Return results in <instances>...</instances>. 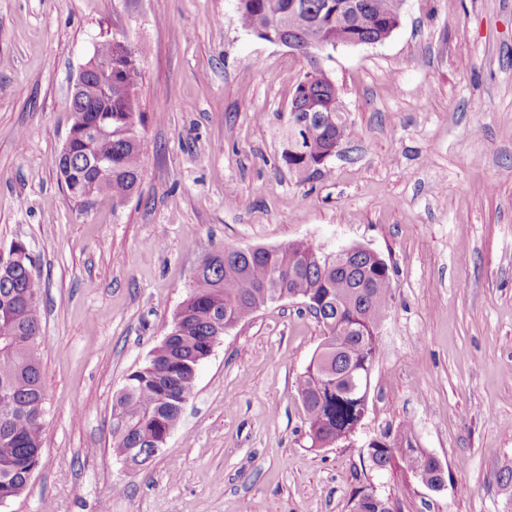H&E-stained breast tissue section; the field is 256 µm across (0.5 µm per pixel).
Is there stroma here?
<instances>
[{"label":"stroma","mask_w":512,"mask_h":512,"mask_svg":"<svg viewBox=\"0 0 512 512\" xmlns=\"http://www.w3.org/2000/svg\"><path fill=\"white\" fill-rule=\"evenodd\" d=\"M143 49V168L121 206L71 198L50 159L95 44ZM322 67L353 129L300 184L282 113L306 72L237 0H0V258L36 257L49 427L9 512H512V0H404L375 45ZM307 241L392 271L367 409L314 448L297 381L323 340L301 301L262 307L200 366L161 454L112 455V401L169 331L204 255ZM410 426L434 491L368 443ZM354 500L355 512H393V505L388 499L380 498L371 492L361 491Z\"/></svg>","instance_id":"obj_1"}]
</instances>
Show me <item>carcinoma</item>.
<instances>
[{
    "instance_id": "cac0c4a2",
    "label": "carcinoma",
    "mask_w": 512,
    "mask_h": 512,
    "mask_svg": "<svg viewBox=\"0 0 512 512\" xmlns=\"http://www.w3.org/2000/svg\"><path fill=\"white\" fill-rule=\"evenodd\" d=\"M237 0L240 25L261 39L291 37L306 60L309 88L298 84V112L286 117L283 158L298 182L317 171L336 137L351 128L342 103L320 67L319 42L336 38V16L352 42H366L385 32L397 18L399 0ZM93 55L112 56V107L83 92L72 98V126L84 128L66 153L53 157L70 196L87 192L124 203L138 188L142 172L139 87L143 52L124 36L98 41ZM111 169L100 174L97 163ZM0 495L13 498L28 487V471L38 463L48 427L39 346L40 286L24 265L0 260ZM300 299L321 324L324 339L302 374L297 392L314 447L352 438L366 411L376 358L379 323L392 302L390 268L358 252L342 265L336 255L307 241H295L267 253L224 246L203 258L186 298L174 314L167 335L147 363L132 372L112 404V455L131 469H143L159 453L161 435L175 427L181 407L195 384L192 369L206 360L216 332L250 319L267 303ZM373 467L397 463L425 485L439 479L441 463L414 446L402 428L368 444ZM357 512H393L387 499L371 492L355 497Z\"/></svg>"
}]
</instances>
